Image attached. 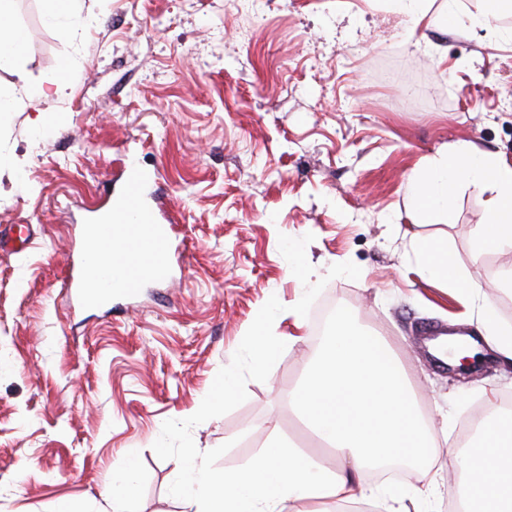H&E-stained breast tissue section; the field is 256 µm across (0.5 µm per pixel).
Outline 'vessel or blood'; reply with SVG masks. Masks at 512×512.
<instances>
[{"instance_id":"vessel-or-blood-1","label":"vessel or blood","mask_w":512,"mask_h":512,"mask_svg":"<svg viewBox=\"0 0 512 512\" xmlns=\"http://www.w3.org/2000/svg\"><path fill=\"white\" fill-rule=\"evenodd\" d=\"M151 180L149 172L127 171L123 201L109 206L113 221L119 222L127 239L149 246V253L140 271L137 275L117 281L89 259H82L78 272L69 280L81 305L108 306L115 295L133 296L144 283H162L169 279L170 245L174 228L172 224L161 223L155 207L143 201Z\"/></svg>"}]
</instances>
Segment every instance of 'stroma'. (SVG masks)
Instances as JSON below:
<instances>
[{
  "mask_svg": "<svg viewBox=\"0 0 512 512\" xmlns=\"http://www.w3.org/2000/svg\"><path fill=\"white\" fill-rule=\"evenodd\" d=\"M15 11L27 59L23 75L0 71L15 97L0 121V225H27L31 244L0 251V512L63 500L107 512L102 491L129 460L135 512H183L188 449L208 469L238 467L271 419L304 444L288 394L330 332L317 324L328 304L396 353L437 443L430 475L450 495L461 432L473 409L512 397V360L460 376L429 355L422 328L472 335L478 318L414 272L409 244L446 234L506 326L512 249L472 261L483 205L471 189L447 223H414L407 176L461 138L512 160V44L408 30L384 0H83L87 22L66 34L43 0ZM60 72L59 92L24 93ZM40 112L61 121L37 137ZM131 159L176 221L172 278L79 308L66 277ZM290 239L310 277L290 273ZM265 306L276 332L304 340L257 372L241 339ZM229 365L234 397L203 408Z\"/></svg>",
  "mask_w": 512,
  "mask_h": 512,
  "instance_id": "stroma-1",
  "label": "stroma"
}]
</instances>
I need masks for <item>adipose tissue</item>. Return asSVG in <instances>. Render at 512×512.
<instances>
[{
  "mask_svg": "<svg viewBox=\"0 0 512 512\" xmlns=\"http://www.w3.org/2000/svg\"><path fill=\"white\" fill-rule=\"evenodd\" d=\"M478 12L445 0L442 31L480 29L512 39L499 26L512 15V0H480ZM15 0H0V70L23 75L27 46L15 20ZM476 190L483 210L470 236L473 259L512 249V163L458 139L443 143L413 169L407 185V210L418 224H444L456 196ZM411 252L419 275L428 283L452 288L477 303L481 286L461 266L447 236L414 238ZM98 261L124 278L137 269L143 251L113 234L102 243ZM270 313L261 309L244 347L254 369L272 360L284 339L269 331ZM288 406L336 456L335 465L314 461L283 439L277 423H268L258 454L242 466L221 472L192 467L193 493L185 495L187 512H299L302 502L336 506L365 505L371 512H437V482L393 490L361 482L364 469L389 459L409 464L429 462L435 443L413 402L410 383L396 357L379 337L361 331L347 312L336 314L332 336L317 356L305 362ZM459 475L460 512H512V416L483 418L476 435L453 461Z\"/></svg>",
  "mask_w": 512,
  "mask_h": 512,
  "instance_id": "ef3b65f1",
  "label": "adipose tissue"
}]
</instances>
